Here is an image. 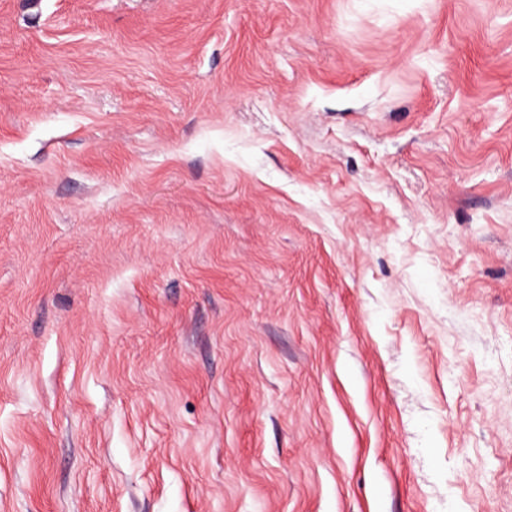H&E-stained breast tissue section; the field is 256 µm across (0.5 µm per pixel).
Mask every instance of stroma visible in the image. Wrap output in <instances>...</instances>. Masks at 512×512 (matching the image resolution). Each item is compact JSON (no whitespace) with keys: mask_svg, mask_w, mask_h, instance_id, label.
I'll list each match as a JSON object with an SVG mask.
<instances>
[{"mask_svg":"<svg viewBox=\"0 0 512 512\" xmlns=\"http://www.w3.org/2000/svg\"><path fill=\"white\" fill-rule=\"evenodd\" d=\"M0 512H512V0H0Z\"/></svg>","mask_w":512,"mask_h":512,"instance_id":"1","label":"stroma"}]
</instances>
